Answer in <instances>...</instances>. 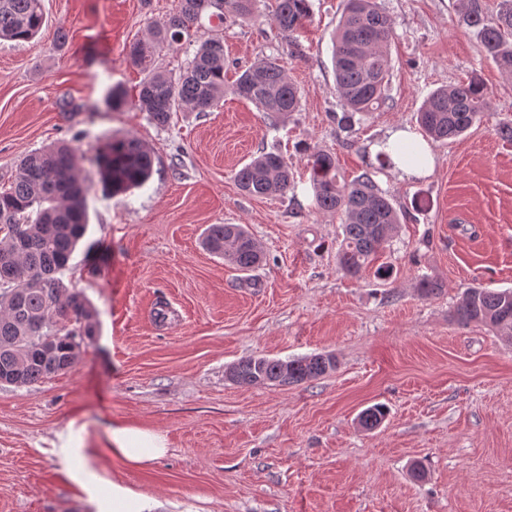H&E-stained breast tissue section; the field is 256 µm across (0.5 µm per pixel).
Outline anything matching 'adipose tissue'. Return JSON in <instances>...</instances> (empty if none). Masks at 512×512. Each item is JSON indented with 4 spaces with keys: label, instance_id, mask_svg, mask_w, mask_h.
Returning a JSON list of instances; mask_svg holds the SVG:
<instances>
[{
    "label": "adipose tissue",
    "instance_id": "ef3b65f1",
    "mask_svg": "<svg viewBox=\"0 0 512 512\" xmlns=\"http://www.w3.org/2000/svg\"><path fill=\"white\" fill-rule=\"evenodd\" d=\"M405 142L417 144L419 150L417 161H408L400 155L398 147ZM387 151L391 157L393 169L405 175H427L434 169V158L430 146L413 131L397 129L391 132L387 139ZM105 441L112 456L140 467L162 459L168 452L163 435L128 424L110 425L105 431ZM88 448L87 426L75 418L63 430L57 432L53 453L63 472L90 498L98 502L100 512H128L129 505L133 503L138 504L141 512H148L150 503L141 494L108 477L88 472Z\"/></svg>",
    "mask_w": 512,
    "mask_h": 512
}]
</instances>
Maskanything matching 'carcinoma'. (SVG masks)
<instances>
[{"mask_svg": "<svg viewBox=\"0 0 512 512\" xmlns=\"http://www.w3.org/2000/svg\"><path fill=\"white\" fill-rule=\"evenodd\" d=\"M224 10L209 11L211 0H178L175 13L153 22L145 39L130 44L127 59L149 70L141 83L136 106L158 126L169 123L173 112H206L224 99V40L218 35L197 36L204 14L250 21L256 0H222ZM461 21L476 30L481 45L501 73L512 78V0H498L491 12L486 0H459ZM309 0H275L272 19L284 32L294 33L309 21ZM46 24L42 0H0V41L29 42ZM394 23L378 0H345L333 46L336 88L345 112L337 118L343 128L357 114L379 110L386 103L385 88L391 75L390 42ZM196 44L192 58L179 73L150 68L157 49L181 42ZM237 94L271 119L299 111L301 96L288 80L277 58H267L244 69ZM110 110L128 105L126 92L112 88ZM488 107L484 84L470 79L434 91L418 113L426 137L435 142L454 141L467 132ZM306 167L318 210L344 216L343 239L337 263L347 275L359 278L377 259L392 237L400 217L388 195L370 172L347 181L336 155L307 147ZM103 186L113 196L144 184L153 171V154L130 134L107 136L94 159ZM239 189L249 196L283 195L294 183L285 158L260 152L236 174ZM89 185L76 162V150L67 142L25 155L15 178L0 188V373L13 376L14 385L30 386L65 373L78 361L85 340L96 334L94 309L84 292L67 285L63 276L88 230ZM203 247L241 272L263 259L255 239L242 224H212L204 233ZM422 296L440 294L443 285L421 276ZM461 324L479 323L512 337V289H466L453 309ZM229 379L240 386L294 385L331 371L322 355L296 359L250 356L230 366ZM387 409L366 408L359 422L378 427Z\"/></svg>", "mask_w": 512, "mask_h": 512, "instance_id": "cac0c4a2", "label": "carcinoma"}]
</instances>
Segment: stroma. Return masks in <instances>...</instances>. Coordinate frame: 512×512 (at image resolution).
Masks as SVG:
<instances>
[{
  "mask_svg": "<svg viewBox=\"0 0 512 512\" xmlns=\"http://www.w3.org/2000/svg\"><path fill=\"white\" fill-rule=\"evenodd\" d=\"M394 21L387 104L339 128L332 65L343 0H310L291 35L257 17L204 22L224 38V100L154 125L114 112L113 86L136 97L143 74L126 50L177 0H43L47 24L26 43L0 42V186L26 154L67 141L91 186L87 241L65 283L84 291L98 330L77 365L42 382L0 383V512H97L49 453L75 417L90 434L92 473L155 501L154 512H512V338L452 318L471 286L512 289V80L460 21L457 0H380ZM279 58L300 111L271 120L234 92L240 68ZM478 77L490 93L480 122L431 142L430 175L374 168V144L416 127L441 86ZM139 138L154 172L105 195L94 158L106 133ZM336 154L342 173L372 171L403 212L378 260L387 280L345 276L342 217L314 206L306 147ZM295 173L285 195L252 197L235 176L260 151ZM212 224L245 225L263 262L243 273L201 244ZM427 274L444 285L421 297ZM165 318H158V311ZM332 354L333 372L297 385L242 387L230 365L250 356ZM381 403L373 430L359 414ZM122 422L163 434L169 452L136 467L102 442ZM422 464L426 476L414 480Z\"/></svg>",
  "mask_w": 512,
  "mask_h": 512,
  "instance_id": "1",
  "label": "stroma"
}]
</instances>
